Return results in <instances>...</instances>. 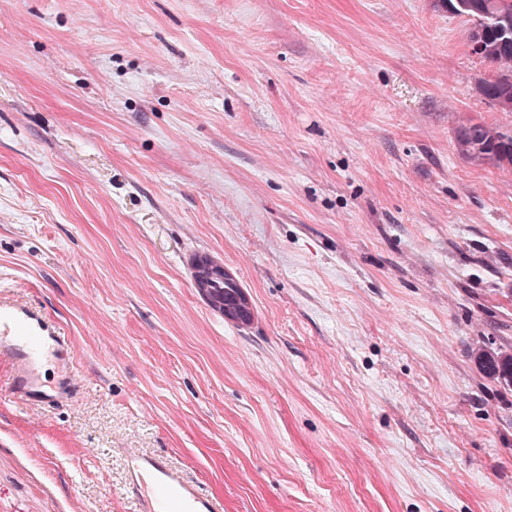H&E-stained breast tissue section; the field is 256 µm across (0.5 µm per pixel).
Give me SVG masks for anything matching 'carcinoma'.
Listing matches in <instances>:
<instances>
[{
    "label": "carcinoma",
    "instance_id": "cac0c4a2",
    "mask_svg": "<svg viewBox=\"0 0 512 512\" xmlns=\"http://www.w3.org/2000/svg\"><path fill=\"white\" fill-rule=\"evenodd\" d=\"M481 5L480 11L467 10L456 3L446 0L448 11L465 18L470 24L466 29L468 45H473L475 30H480L484 48L477 55L485 62L495 66L494 75L483 80L486 97L494 98L504 91L512 92V0H471ZM470 131L472 146L459 154L469 163L482 166L512 167V130L500 125H489L472 119L457 123L455 131ZM242 289L232 279H215L208 289L206 300L210 307L220 312L224 306L234 304ZM476 360L487 377L506 386L507 368L512 366V355L503 352L480 350Z\"/></svg>",
    "mask_w": 512,
    "mask_h": 512
}]
</instances>
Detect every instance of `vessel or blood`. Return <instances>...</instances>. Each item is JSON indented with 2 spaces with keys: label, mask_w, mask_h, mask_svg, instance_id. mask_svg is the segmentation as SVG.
Returning <instances> with one entry per match:
<instances>
[{
  "label": "vessel or blood",
  "mask_w": 512,
  "mask_h": 512,
  "mask_svg": "<svg viewBox=\"0 0 512 512\" xmlns=\"http://www.w3.org/2000/svg\"><path fill=\"white\" fill-rule=\"evenodd\" d=\"M0 344L9 346L20 359L16 394L21 401L51 405L70 398V389L48 392L36 382L35 369L40 359L48 352L63 350L58 338L37 316L14 309L0 311ZM128 462L132 482L146 489L145 512H219L217 501L202 496L194 484L161 457L133 453Z\"/></svg>",
  "instance_id": "b4317fda"
}]
</instances>
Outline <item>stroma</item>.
Masks as SVG:
<instances>
[{
    "mask_svg": "<svg viewBox=\"0 0 512 512\" xmlns=\"http://www.w3.org/2000/svg\"><path fill=\"white\" fill-rule=\"evenodd\" d=\"M443 0H0V512H141L127 451L222 512H512V125ZM249 296L214 311L197 257ZM498 131L497 136H488L486 130ZM456 132L469 130L472 137V146L467 151H462L455 139L459 154L469 163L482 166L493 165L504 168L512 167V130L500 125H489L485 122H477L472 119H464L457 123ZM506 137L503 141L499 135ZM8 309L3 304L0 308V344L9 346L20 359L15 392L17 397L25 403L38 402L43 405L68 400L71 397L69 386L47 392L37 384L35 378L36 366L46 353H62L60 341L33 313ZM475 357L487 377L506 386L512 385L511 380L507 381V368L508 366H512L511 354L503 352L491 353L486 350H479Z\"/></svg>",
    "mask_w": 512,
    "mask_h": 512,
    "instance_id": "1",
    "label": "stroma"
}]
</instances>
